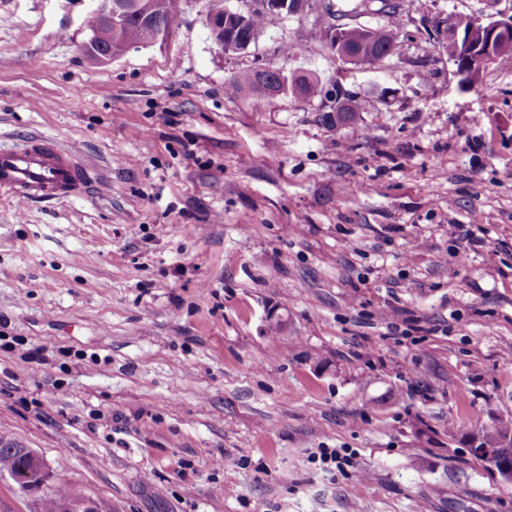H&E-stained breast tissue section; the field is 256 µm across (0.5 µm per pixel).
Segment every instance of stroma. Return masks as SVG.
Wrapping results in <instances>:
<instances>
[{"instance_id": "stroma-1", "label": "stroma", "mask_w": 512, "mask_h": 512, "mask_svg": "<svg viewBox=\"0 0 512 512\" xmlns=\"http://www.w3.org/2000/svg\"><path fill=\"white\" fill-rule=\"evenodd\" d=\"M393 2L309 0L227 53L180 0L166 45L97 64L91 0H0V146L93 168L0 198V435L51 470L0 474V512H512L470 451L512 416V67L464 87L436 41L512 0ZM337 26L397 45L350 64ZM258 64L324 92L244 97ZM345 93L359 120L325 123ZM342 33L341 30L336 28L328 31L327 38L334 49L343 57L355 60L358 57H362L363 52L359 53L357 57H350L345 52L344 44L349 52L357 53L364 43H369L372 45L373 59L368 60L366 63H374L390 55L398 39L396 31L385 27H348L343 28ZM0 472L9 471L8 476L23 490L39 489L50 477L49 464L32 448H10L23 457L24 465L16 471H10L22 464V460L16 453L0 447Z\"/></svg>"}]
</instances>
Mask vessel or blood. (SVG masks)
I'll list each match as a JSON object with an SVG mask.
<instances>
[{
    "mask_svg": "<svg viewBox=\"0 0 512 512\" xmlns=\"http://www.w3.org/2000/svg\"><path fill=\"white\" fill-rule=\"evenodd\" d=\"M90 170L52 138L35 135L0 147V192L19 200L51 201L84 192Z\"/></svg>",
    "mask_w": 512,
    "mask_h": 512,
    "instance_id": "1",
    "label": "vessel or blood"
}]
</instances>
